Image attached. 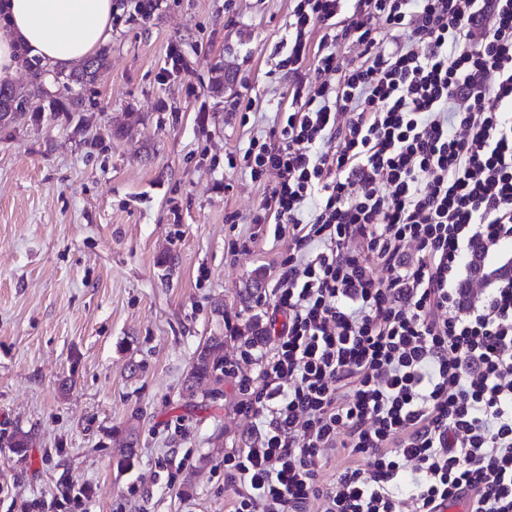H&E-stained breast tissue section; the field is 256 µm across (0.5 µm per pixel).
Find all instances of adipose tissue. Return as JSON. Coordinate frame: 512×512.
Segmentation results:
<instances>
[{
  "mask_svg": "<svg viewBox=\"0 0 512 512\" xmlns=\"http://www.w3.org/2000/svg\"><path fill=\"white\" fill-rule=\"evenodd\" d=\"M113 0H0V82L14 80L29 49L50 71H66L112 39Z\"/></svg>",
  "mask_w": 512,
  "mask_h": 512,
  "instance_id": "obj_1",
  "label": "adipose tissue"
}]
</instances>
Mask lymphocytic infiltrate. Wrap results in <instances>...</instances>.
<instances>
[{
    "instance_id": "lymphocytic-infiltrate-1",
    "label": "lymphocytic infiltrate",
    "mask_w": 512,
    "mask_h": 512,
    "mask_svg": "<svg viewBox=\"0 0 512 512\" xmlns=\"http://www.w3.org/2000/svg\"><path fill=\"white\" fill-rule=\"evenodd\" d=\"M278 51L289 105L225 157L289 240L271 346L224 366L227 512H512V278L466 307L461 272L512 241V0H295Z\"/></svg>"
}]
</instances>
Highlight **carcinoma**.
<instances>
[{
  "label": "carcinoma",
  "mask_w": 512,
  "mask_h": 512,
  "mask_svg": "<svg viewBox=\"0 0 512 512\" xmlns=\"http://www.w3.org/2000/svg\"><path fill=\"white\" fill-rule=\"evenodd\" d=\"M110 49L102 48L90 59V66L78 72L55 76L54 81L61 85L63 93L51 95L45 89L48 71L37 59H25L29 71V83L15 88L0 84V97L5 107L0 115V127L19 126L49 110L53 114L75 112L83 105V100L72 93V85L84 86L95 82L106 69ZM491 244L480 243L471 254L470 269L473 273H485V255ZM224 378V338L213 336L198 350L196 361L190 373L191 386L203 383L218 384Z\"/></svg>",
  "instance_id": "cac0c4a2"
}]
</instances>
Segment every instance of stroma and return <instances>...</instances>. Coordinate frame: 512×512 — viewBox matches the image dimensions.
<instances>
[{
  "mask_svg": "<svg viewBox=\"0 0 512 512\" xmlns=\"http://www.w3.org/2000/svg\"><path fill=\"white\" fill-rule=\"evenodd\" d=\"M292 9H121L81 111L0 128V512H224V452L249 420L231 380L186 381L209 337L237 359L224 323L249 327L288 249L248 223L264 185L224 157L288 105L274 49Z\"/></svg>",
  "mask_w": 512,
  "mask_h": 512,
  "instance_id": "obj_1",
  "label": "stroma"
}]
</instances>
